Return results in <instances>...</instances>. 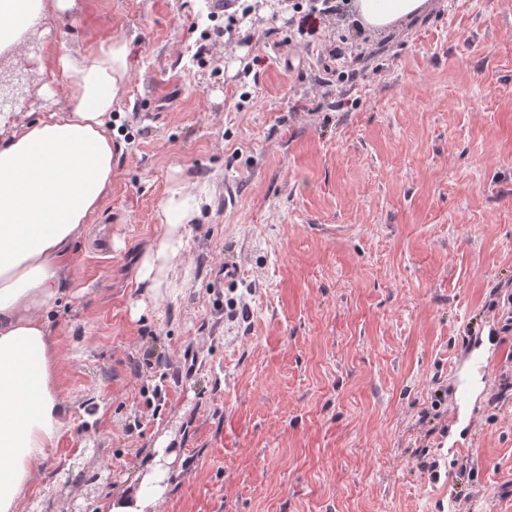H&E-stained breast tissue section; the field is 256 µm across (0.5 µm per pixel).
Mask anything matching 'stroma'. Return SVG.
Listing matches in <instances>:
<instances>
[{
  "label": "stroma",
  "mask_w": 512,
  "mask_h": 512,
  "mask_svg": "<svg viewBox=\"0 0 512 512\" xmlns=\"http://www.w3.org/2000/svg\"><path fill=\"white\" fill-rule=\"evenodd\" d=\"M352 15L76 0L0 61L20 124L66 104L31 43L118 37L133 60L112 189L50 313L72 418L37 467L45 512H96L161 442V512H512V0H428L383 32ZM176 183L211 203L145 306ZM492 327L503 355L452 453L448 368Z\"/></svg>",
  "instance_id": "1"
}]
</instances>
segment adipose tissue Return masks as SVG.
<instances>
[{
	"label": "adipose tissue",
	"instance_id": "adipose-tissue-1",
	"mask_svg": "<svg viewBox=\"0 0 512 512\" xmlns=\"http://www.w3.org/2000/svg\"><path fill=\"white\" fill-rule=\"evenodd\" d=\"M426 0H354L359 17L384 28L421 14ZM73 0H0V59ZM66 78V106L0 135V512H23L37 462L52 456L69 429L60 395L59 352L49 314L61 299L74 247L112 187L117 145L106 116L124 94L132 68L126 40L73 57L47 49ZM209 197L178 186L159 205L166 231L145 255L139 280L151 301L182 255L184 231ZM158 444L144 455L134 486L111 494L99 512H160L169 483Z\"/></svg>",
	"mask_w": 512,
	"mask_h": 512
}]
</instances>
